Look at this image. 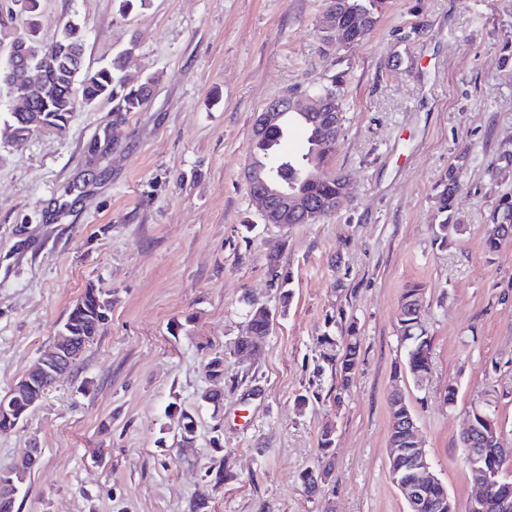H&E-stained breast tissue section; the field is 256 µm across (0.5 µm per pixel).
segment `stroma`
Masks as SVG:
<instances>
[{
    "mask_svg": "<svg viewBox=\"0 0 512 512\" xmlns=\"http://www.w3.org/2000/svg\"><path fill=\"white\" fill-rule=\"evenodd\" d=\"M323 8L40 0L43 43L77 20L86 67L125 50L127 74L153 86L139 111L103 100L64 131L0 141V397L88 285L112 298L80 359L0 434V468L41 451L17 512H407L388 472L396 390L457 512L477 493L461 444L473 411L495 409L512 444V237L485 247L512 199V0H385L369 36L337 51ZM334 80L333 166L350 201L317 224H264L243 176L255 115ZM452 165L460 232L443 243L436 196ZM416 284L432 339L420 382L398 323ZM253 302L275 315L269 336L209 378ZM349 334L360 352L345 385L324 339ZM209 389L221 412L201 401ZM182 409L196 430L184 447ZM323 469L307 492L301 474ZM491 224H493V227L485 240V246L488 250L493 251L500 244V240H502L495 233L496 228L502 224H507L510 227H512V201L511 200L509 201L507 198H505L500 201V203L497 205L496 209L492 213Z\"/></svg>",
    "mask_w": 512,
    "mask_h": 512,
    "instance_id": "1",
    "label": "stroma"
}]
</instances>
